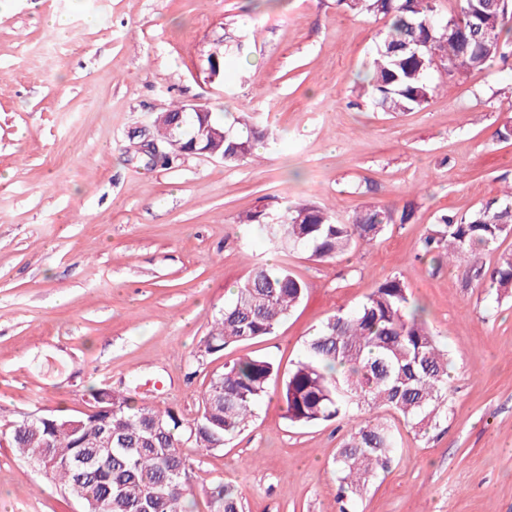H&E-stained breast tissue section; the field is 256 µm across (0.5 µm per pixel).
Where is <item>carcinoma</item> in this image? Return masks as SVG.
<instances>
[{
    "label": "carcinoma",
    "instance_id": "1",
    "mask_svg": "<svg viewBox=\"0 0 512 512\" xmlns=\"http://www.w3.org/2000/svg\"><path fill=\"white\" fill-rule=\"evenodd\" d=\"M459 0L446 18L437 0H336L346 12L387 20L368 66L365 87L371 103L384 112L422 108L437 89L433 71L460 79L496 59L512 55L502 39L512 0ZM493 31L488 38L485 32ZM177 103L156 119L160 141L171 152L209 149L234 165L254 157L265 129L243 114L225 125L208 111L187 115L181 135L173 137ZM407 210L373 206L339 223L324 207L301 203L272 218L255 210L240 218L259 224L281 243L303 246L318 260L334 259L357 243L371 244L386 227L405 223ZM512 234V189L469 215L440 216L421 241L426 254L467 261L465 274L498 291L512 290V254L488 271L482 254ZM305 284L283 265L256 267L236 289L233 301L211 322L204 353L247 343L275 332L304 296ZM424 309L411 302L404 281L378 282L354 310L329 317L305 343L301 358L280 373L262 357H246L214 374L192 418L167 408L137 405L112 393V416L50 415L21 420L10 433L12 447L78 501L83 512H188L184 488L193 468L184 448L221 450L250 422L268 397L270 380L282 376L284 417L297 427L322 421H358L336 454L341 512H351L353 497L370 478L388 468L398 449L397 431L379 411L400 417L419 435L448 415V352L442 349ZM161 422L165 432L154 430ZM208 512H244L238 487L224 481L207 491Z\"/></svg>",
    "mask_w": 512,
    "mask_h": 512
}]
</instances>
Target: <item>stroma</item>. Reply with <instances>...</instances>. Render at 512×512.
<instances>
[{"label":"stroma","mask_w":512,"mask_h":512,"mask_svg":"<svg viewBox=\"0 0 512 512\" xmlns=\"http://www.w3.org/2000/svg\"><path fill=\"white\" fill-rule=\"evenodd\" d=\"M383 29L336 0H0V512H81L5 440L23 416L87 412L112 388L193 417L213 374L255 356L288 368L394 275L448 351V415L423 436L393 418L399 449L356 510L512 512V295L420 250L440 214L512 185V139L496 137L512 123V58L437 76L423 108L388 114L359 97ZM228 31L242 49L208 82L206 51ZM176 102L250 113L268 133L256 160L138 153ZM302 202L412 215L329 261L239 221ZM272 262L303 300L272 335L205 354L237 285ZM280 390L223 449H190L193 512L220 479L246 512H339L350 424L289 426Z\"/></svg>","instance_id":"35a3bbf8"}]
</instances>
